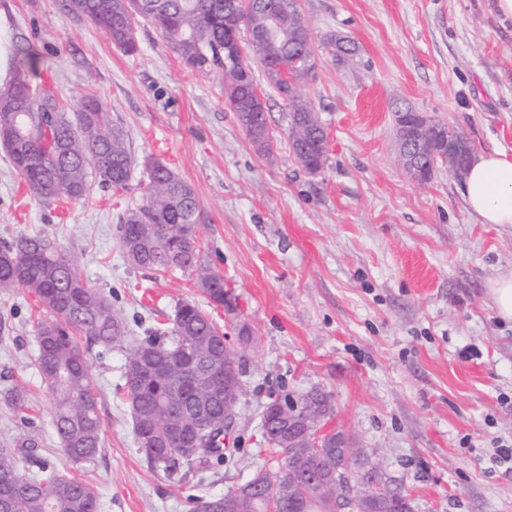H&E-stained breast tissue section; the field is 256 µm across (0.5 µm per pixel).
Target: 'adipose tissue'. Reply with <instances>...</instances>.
I'll return each mask as SVG.
<instances>
[{
  "mask_svg": "<svg viewBox=\"0 0 512 512\" xmlns=\"http://www.w3.org/2000/svg\"><path fill=\"white\" fill-rule=\"evenodd\" d=\"M464 195L479 223L512 226V159L501 151L479 155L466 173Z\"/></svg>",
  "mask_w": 512,
  "mask_h": 512,
  "instance_id": "1",
  "label": "adipose tissue"
}]
</instances>
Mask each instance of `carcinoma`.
<instances>
[{
  "label": "carcinoma",
  "instance_id": "cac0c4a2",
  "mask_svg": "<svg viewBox=\"0 0 512 512\" xmlns=\"http://www.w3.org/2000/svg\"><path fill=\"white\" fill-rule=\"evenodd\" d=\"M232 0H66L72 13L103 27L113 45L128 56L139 51L137 30L152 26L190 69L214 71L224 85V102L239 124L255 129L251 144L257 153H271L266 119L256 112L247 93L257 89L253 73L224 69V41L255 32L268 38L254 46V56L279 95L291 108L288 136L293 150L302 149L308 164L327 160L324 126L300 91L315 76L310 29L298 0H266L245 13L232 14ZM40 76L36 58L19 47L10 78L0 84V147L30 193L43 200L62 196L79 200L91 183L124 188L134 159L124 129L112 121L104 101L93 92L66 107L52 82ZM433 139L442 167L461 178L471 160L464 135L454 129ZM143 203L126 211L121 221V248L127 262L159 272L192 270L210 302L224 305V277L199 265L195 226L199 200L169 166L146 158ZM33 290L51 318L36 325L40 375L54 403L53 427L63 452L92 464L103 444L99 391L87 352L74 333L106 346L121 344L128 328L120 312L97 288L79 278L50 240L25 235L0 242V289ZM222 329L197 305L177 306L171 327L155 330L125 351L124 383L139 450L150 466L168 473L200 459L196 444L210 457L224 460V343ZM294 399L304 405L331 406L323 390L312 388ZM270 398L265 407L293 399ZM263 440L282 449L293 466L279 475L257 474L253 498L240 512H412L404 488L385 476L362 448V459L348 463L343 450L330 448L316 456L308 448H283L271 434ZM29 438L14 448H0V497L9 512H100L89 485L60 473L37 458ZM363 481L383 488L380 497H365L355 488Z\"/></svg>",
  "mask_w": 512,
  "mask_h": 512
}]
</instances>
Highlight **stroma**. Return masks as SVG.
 <instances>
[{
  "instance_id": "stroma-1",
  "label": "stroma",
  "mask_w": 512,
  "mask_h": 512,
  "mask_svg": "<svg viewBox=\"0 0 512 512\" xmlns=\"http://www.w3.org/2000/svg\"><path fill=\"white\" fill-rule=\"evenodd\" d=\"M493 0H299L317 60L302 93L327 134V162L310 175L288 138V105L255 67L272 154H257L212 72L185 67L150 27L137 55L62 0H0V83L14 41L26 40L65 105L93 90L128 134L136 161L172 167L201 203L203 265L223 275L213 306L191 271L130 265L120 220L142 201L94 185L81 200L35 199L0 150V241L39 234L120 310L134 335L170 326L195 302L224 329L245 369V394L222 462L151 468L117 388L124 354L92 344L103 448L77 463L55 434L52 397L35 366L37 294L0 290V446L27 436L68 476L89 482L101 512H194L281 454L260 442L269 397L329 393L333 427L374 453L407 491L413 512H512V472L496 462L512 443V321L492 285L512 275V227L469 213L464 181L438 169L424 185L398 161L399 107L457 127L474 153L512 156V21ZM348 40L337 56L329 36ZM250 341H241L240 328ZM24 392L25 410L7 402Z\"/></svg>"
}]
</instances>
